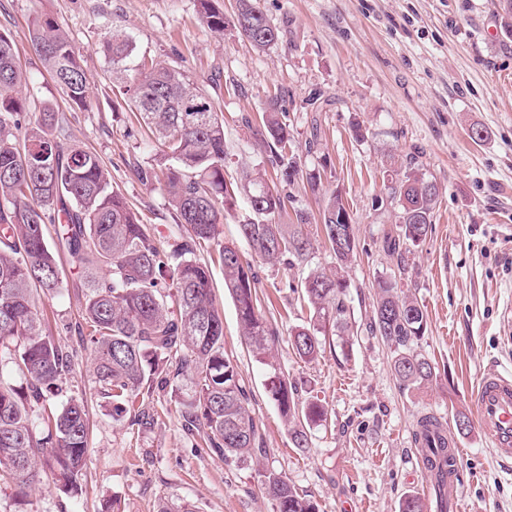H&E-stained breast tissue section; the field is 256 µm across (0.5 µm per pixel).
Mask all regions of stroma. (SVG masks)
I'll list each match as a JSON object with an SVG mask.
<instances>
[{"label": "stroma", "mask_w": 512, "mask_h": 512, "mask_svg": "<svg viewBox=\"0 0 512 512\" xmlns=\"http://www.w3.org/2000/svg\"><path fill=\"white\" fill-rule=\"evenodd\" d=\"M496 0H257L279 31L259 51L244 37L214 33L198 0H0V30L21 49L26 92L52 104L70 142L96 153L120 193L139 214L161 251L187 232L177 224L159 184L136 176L157 164L161 148L125 104L121 82L102 48L106 32L125 31L131 62L148 59L184 70L224 115V170L238 180L253 169L288 201L279 221L297 213L318 220L325 196L339 193L352 217L356 255L344 272L357 325L350 351L327 337L311 361L293 349L289 333L311 313L297 289L310 270L334 271L323 240L310 260L273 266L241 243L238 224L247 203L219 226L237 244L257 280L262 312L277 329L271 363L256 358L241 334L224 291L216 248L196 244L193 257L209 266L215 304L224 318V350L239 366L251 406L263 423L266 465L307 495L315 512H398L405 494L437 512L438 491L414 444L421 416L454 429L458 414L473 416L471 393L488 368L512 372V38L499 28ZM53 16L85 58L90 104L70 106L31 47L29 21ZM277 105L302 170L319 175L318 190L303 178L284 182L262 124ZM484 132L480 142L471 128ZM415 155L440 189L427 238L408 254L406 274L384 248L396 232L392 176ZM58 290L40 295L47 331L77 349L57 394L35 415L57 413L67 399H83L88 459L81 489L61 493L43 471L26 501L0 481V512H157L176 503L190 512H274L261 482L262 465L224 461L183 430L182 378H171L144 402L152 426L130 424L97 392L90 355L79 348L75 325L86 290L66 255ZM401 275V287L422 306L426 330L416 349L435 368L423 388L405 389L395 377L393 351L367 329L378 277ZM295 382L302 398L320 402L326 424L314 427L309 448L293 447L288 423L268 388L271 370ZM461 448L453 495L460 512H512V470L498 462L477 426L458 435Z\"/></svg>", "instance_id": "1"}]
</instances>
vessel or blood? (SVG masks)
Masks as SVG:
<instances>
[{"label":"vessel or blood","mask_w":512,"mask_h":512,"mask_svg":"<svg viewBox=\"0 0 512 512\" xmlns=\"http://www.w3.org/2000/svg\"><path fill=\"white\" fill-rule=\"evenodd\" d=\"M478 428L502 464L512 463V375L488 369L472 392Z\"/></svg>","instance_id":"1"}]
</instances>
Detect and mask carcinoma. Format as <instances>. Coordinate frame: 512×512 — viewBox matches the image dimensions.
<instances>
[{
  "instance_id": "obj_1",
  "label": "carcinoma",
  "mask_w": 512,
  "mask_h": 512,
  "mask_svg": "<svg viewBox=\"0 0 512 512\" xmlns=\"http://www.w3.org/2000/svg\"><path fill=\"white\" fill-rule=\"evenodd\" d=\"M201 3L208 27L224 34V13L210 0ZM234 28L260 51L279 37L257 0H238ZM30 42L61 96L86 107L89 94L82 56L67 32L52 16L37 14ZM103 51L112 72L127 71L131 41L126 34L110 32ZM20 53L13 38L0 31V353L7 355L10 371L26 383L22 394L0 368V480H9L23 499L38 481L44 461L53 467L58 489L69 494L78 490L87 465L83 400H67L43 427L33 417V406L58 387L74 358V351L45 332L35 304L39 293L59 288L61 249L72 268L85 274L86 301L77 326L80 347L92 356L98 392L112 401V408L123 412L125 404L150 389L173 359L176 376L186 381V434L202 438L226 461L246 463L266 456L261 424L249 408L243 377L224 352V319L214 305L210 270L191 254L197 242L216 244L224 288L233 300L242 336L264 358L277 332L259 310L250 266L236 245L219 241L218 226L238 196L245 194L251 217L240 222V237L267 263L277 265L309 256L308 218L300 216L298 224L276 222L285 208L284 198L259 172L239 181L226 180L222 113L185 72L143 62L125 76V95L162 147L163 162L158 170L140 167L136 174L143 182L163 185L177 223L188 230L186 239L160 255L139 215L112 190L98 157L79 145L63 143L67 132L58 113L44 108L22 127L33 101L21 91L25 78ZM264 123L283 175L291 181L302 169L288 124L275 111L266 113ZM30 144L39 145L45 158L26 161ZM438 195L436 185L419 174L415 162H407L393 188L400 226L397 235L385 238L389 253L400 257L426 239ZM345 212L342 198L333 193L320 213L336 272L315 271L300 285L313 315L311 325L291 333V345L304 360L315 358L322 338L331 333L343 346L352 344L348 332L354 324L343 272L356 244L353 225L339 221ZM49 224L58 225L55 242L48 239ZM375 288L369 330L393 348V371L404 386L425 385L435 367L415 349L426 326L423 309L395 277L378 278ZM172 296L177 302L174 313L168 311ZM269 380L273 400L291 423L294 447H308L310 428L326 421V410L314 400L301 399L283 374L273 371ZM447 452L421 449L427 468L444 474ZM261 477L276 512H314L313 504L275 469L264 470Z\"/></svg>"
}]
</instances>
